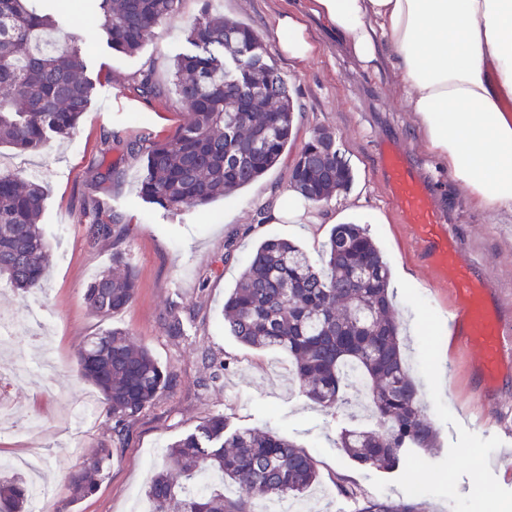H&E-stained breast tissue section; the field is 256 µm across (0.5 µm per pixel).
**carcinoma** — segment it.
Returning a JSON list of instances; mask_svg holds the SVG:
<instances>
[{
  "label": "carcinoma",
  "mask_w": 512,
  "mask_h": 512,
  "mask_svg": "<svg viewBox=\"0 0 512 512\" xmlns=\"http://www.w3.org/2000/svg\"><path fill=\"white\" fill-rule=\"evenodd\" d=\"M179 0H78L89 25H100L115 51L138 53ZM70 0H0V146L23 153L71 136L95 86L81 50L68 42L42 47L59 28ZM193 50L173 64L172 78L189 119L170 139L144 149L140 194L177 212L203 207L260 179L288 147L295 103L259 38L238 22L202 13L190 25ZM336 136L318 128L299 153L291 187L322 202L352 184ZM46 193L37 181L0 172V278L33 293L41 288L50 249L39 220ZM86 208L90 243L112 247L116 272L96 275L84 292L88 310L110 317L126 309L136 276L120 250L126 228ZM390 274L360 224L335 225L319 263L285 239L260 241L224 299V326L242 345L276 349L293 362L299 388L314 404L346 413L338 444L363 468L393 471L438 447L423 410L393 316ZM80 377L98 389L112 419L110 441L93 448L67 479L68 505L92 495L124 447L129 423L170 384L152 352L118 327L80 348ZM211 472L221 485L186 490ZM318 482L313 458L293 441L259 429L226 433L224 415L205 417L170 444L166 467L145 494L150 512H250L254 498L283 500ZM31 487L0 468V512H27ZM358 512H418L416 504L365 500Z\"/></svg>",
  "instance_id": "carcinoma-1"
}]
</instances>
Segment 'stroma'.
Masks as SVG:
<instances>
[{
    "label": "stroma",
    "instance_id": "stroma-1",
    "mask_svg": "<svg viewBox=\"0 0 512 512\" xmlns=\"http://www.w3.org/2000/svg\"><path fill=\"white\" fill-rule=\"evenodd\" d=\"M284 8L301 16L319 46L308 64L280 53L271 37ZM205 11L253 29L284 78L297 112L287 151L264 177L210 205L173 214L142 198V162L129 150L171 138L186 123L188 114L172 84V64L175 56L188 51L186 30ZM60 31L90 61L96 81L91 106L72 136L53 139L40 152L0 148V170L20 173L45 187L40 224L51 247L41 290L25 296L0 279V313L23 319L27 302L37 303L43 314L38 331L51 339L58 371L47 387L31 379L0 377V403L22 401L42 423L33 438L20 431L0 434V455H18L39 442L45 450V472L62 490L69 474L82 465L83 450L108 441L112 421L105 411L88 422L69 418L96 393L78 377L76 354L101 330H126L171 371L172 381L131 421L126 445L95 493L70 507L64 497H57L51 512H144L147 485L164 467L167 446L217 413L230 428L272 430L310 454L319 472L305 496L311 512H358L363 499L372 497H414L421 512H481L476 499L480 490L494 499L495 512H512V459L490 469L489 455L497 446L493 435L474 432L462 422L467 416L512 430V381L499 390L497 402H475L467 355L449 343L441 328L452 306L448 287L426 264L393 202L380 155L389 148L407 161L460 250L506 297L512 296V212L469 200L448 166L422 140L389 63L361 66L325 21L310 13L306 0H179L176 12L132 56L113 51L101 29L78 20L62 23ZM145 71L161 96L136 95ZM319 127L335 132L336 145L354 173L350 188L320 204L321 223L307 227L261 221L264 204L289 189L293 164ZM105 139L112 144L106 156L101 153ZM104 157L118 168L100 183L93 172ZM93 199L107 202L110 213L127 227L126 258L137 273L133 302L109 318L91 314L83 299L92 278L112 265L110 247H93L87 241L82 209ZM346 222L367 228L389 267L410 374L439 433L434 455L392 472L360 467L338 447L337 417L301 393L286 354L249 349L224 329V298L259 241H293L315 261L332 226ZM176 309L183 326L178 335L171 330ZM211 359L226 364L215 382L207 366ZM418 483L425 488L419 497L412 493ZM344 485L352 487V495L341 493Z\"/></svg>",
    "mask_w": 512,
    "mask_h": 512
}]
</instances>
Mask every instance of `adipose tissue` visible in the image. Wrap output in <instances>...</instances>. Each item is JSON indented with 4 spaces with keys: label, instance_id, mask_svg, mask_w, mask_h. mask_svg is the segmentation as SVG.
<instances>
[{
    "label": "adipose tissue",
    "instance_id": "ef3b65f1",
    "mask_svg": "<svg viewBox=\"0 0 512 512\" xmlns=\"http://www.w3.org/2000/svg\"><path fill=\"white\" fill-rule=\"evenodd\" d=\"M353 56L381 45L417 126L477 204L512 211V0H310ZM298 63L318 52L304 24L282 12L272 31ZM318 205L288 191L266 208L275 223H317Z\"/></svg>",
    "mask_w": 512,
    "mask_h": 512
}]
</instances>
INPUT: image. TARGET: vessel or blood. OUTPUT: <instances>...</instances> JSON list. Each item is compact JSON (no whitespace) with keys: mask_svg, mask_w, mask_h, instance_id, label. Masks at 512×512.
<instances>
[{"mask_svg":"<svg viewBox=\"0 0 512 512\" xmlns=\"http://www.w3.org/2000/svg\"><path fill=\"white\" fill-rule=\"evenodd\" d=\"M381 164L397 207L413 225L428 263L443 278L455 302L453 334L475 368L476 395L490 399L505 371V351L512 348V339L507 338L499 318L504 301L494 297L489 283L461 259L447 224L400 155L386 152Z\"/></svg>","mask_w":512,"mask_h":512,"instance_id":"obj_1","label":"vessel or blood"}]
</instances>
